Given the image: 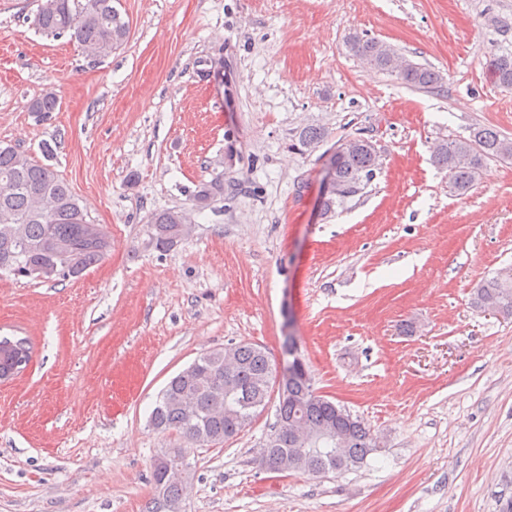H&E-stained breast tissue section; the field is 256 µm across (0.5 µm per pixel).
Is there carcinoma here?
I'll use <instances>...</instances> for the list:
<instances>
[{
    "label": "carcinoma",
    "mask_w": 512,
    "mask_h": 512,
    "mask_svg": "<svg viewBox=\"0 0 512 512\" xmlns=\"http://www.w3.org/2000/svg\"><path fill=\"white\" fill-rule=\"evenodd\" d=\"M34 26L46 37L66 33L83 52L95 59L108 57L121 48L130 34L129 23L112 6V0H37ZM347 43L354 56L371 68L385 71L404 83L431 89L442 83L440 72L400 55L392 46L352 33ZM493 74L497 83L512 88V54H495ZM325 140L320 128H308L299 144L314 149ZM435 163L448 171L453 188L470 191L479 180L487 160L512 159V139L497 130L477 126L469 137L445 141L435 147ZM379 165L377 151L362 138L342 143V151L330 154L332 175L323 194L324 213L335 211L348 195L367 187ZM224 196V177L201 182L192 194L193 207L165 209L147 220V245L167 252L192 230L193 208L207 207ZM83 207L69 184L50 165L39 163L10 146H0V275L36 279V269L65 247L79 254L83 269L102 261L110 247L105 231L96 236ZM472 305L482 311L491 305L503 316H512V268L484 280L473 292ZM21 355L31 359L26 338L0 339V369ZM278 375V363L260 347L248 343L205 352L174 376L161 391L150 416V425L174 431L191 446H209L237 436L265 409ZM304 420L315 437L311 450L301 453L288 437V427ZM346 434L345 447L336 449V434ZM378 438L360 419L346 424L336 403L315 394L312 382L299 381L279 395L277 422L262 444L261 461L279 464L284 472L317 476L362 467L379 451ZM154 497L147 512H169V504L181 499V481L164 478L152 470Z\"/></svg>",
    "instance_id": "carcinoma-1"
}]
</instances>
